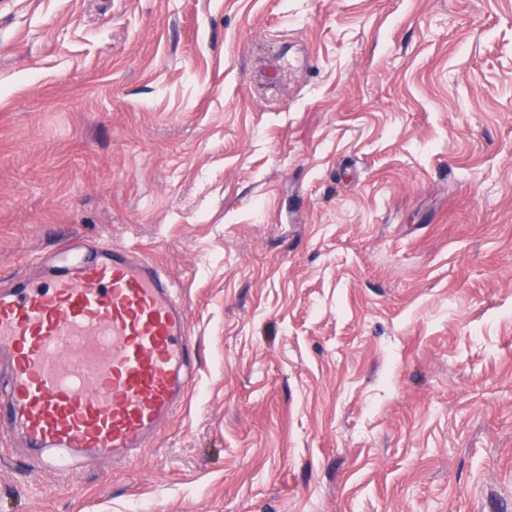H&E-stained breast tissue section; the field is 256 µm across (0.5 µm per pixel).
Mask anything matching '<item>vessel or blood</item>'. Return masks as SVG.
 Returning a JSON list of instances; mask_svg holds the SVG:
<instances>
[{
  "instance_id": "vessel-or-blood-1",
  "label": "vessel or blood",
  "mask_w": 512,
  "mask_h": 512,
  "mask_svg": "<svg viewBox=\"0 0 512 512\" xmlns=\"http://www.w3.org/2000/svg\"><path fill=\"white\" fill-rule=\"evenodd\" d=\"M185 305L137 250L100 243L0 289V427L59 474L133 458L192 387Z\"/></svg>"
}]
</instances>
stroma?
Returning <instances> with one entry per match:
<instances>
[{"mask_svg": "<svg viewBox=\"0 0 512 512\" xmlns=\"http://www.w3.org/2000/svg\"><path fill=\"white\" fill-rule=\"evenodd\" d=\"M182 290L129 462L0 433V512H512V0H0V286Z\"/></svg>", "mask_w": 512, "mask_h": 512, "instance_id": "1", "label": "stroma"}]
</instances>
